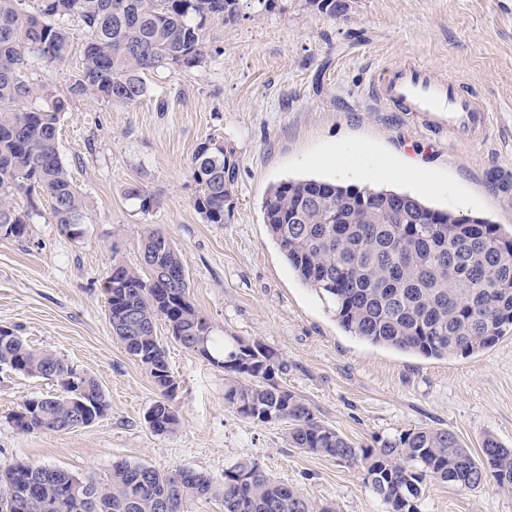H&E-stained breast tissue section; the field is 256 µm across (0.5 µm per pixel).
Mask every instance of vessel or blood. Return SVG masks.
<instances>
[{
  "label": "vessel or blood",
  "mask_w": 512,
  "mask_h": 512,
  "mask_svg": "<svg viewBox=\"0 0 512 512\" xmlns=\"http://www.w3.org/2000/svg\"><path fill=\"white\" fill-rule=\"evenodd\" d=\"M371 89L380 101L410 113L428 135L446 134L478 144L494 126V113L488 105L456 84L434 77L418 62L381 69Z\"/></svg>",
  "instance_id": "1"
}]
</instances>
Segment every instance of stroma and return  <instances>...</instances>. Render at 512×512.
Masks as SVG:
<instances>
[{"mask_svg": "<svg viewBox=\"0 0 512 512\" xmlns=\"http://www.w3.org/2000/svg\"><path fill=\"white\" fill-rule=\"evenodd\" d=\"M241 0L237 23H208L209 56L190 71L161 68L134 105L68 99L90 38L70 26L71 55L27 73L33 107L68 104L58 147L85 212L81 233L63 234L50 203L32 212L29 235L0 237V327L90 373L106 415L69 432L18 431L24 400L55 393L51 381L0 372V465L16 461L106 479L113 461L168 472L190 468L221 483L226 466L256 460L276 480L337 512H384L361 468L289 447L286 424H255L224 404V371L188 353L165 324L156 332L178 388L175 433L144 421L159 391L114 336L102 287L113 261H141L147 229L166 233L187 260L190 297L213 335L260 341L288 363L280 382L327 425L363 447L415 426L445 428L468 448L486 436L512 448V337L470 356L427 359L374 347L342 329L329 305L294 274L267 232L262 202L288 179H331L335 149L370 148L437 176L421 190L408 176L376 180L432 206L512 230V0ZM418 61L495 110L486 144L421 134L412 118L369 93L375 72ZM219 138L237 159L234 209L209 224L194 207L191 158ZM153 199L142 211L126 191ZM423 512H512L494 483L451 490L425 481Z\"/></svg>", "mask_w": 512, "mask_h": 512, "instance_id": "stroma-1", "label": "stroma"}]
</instances>
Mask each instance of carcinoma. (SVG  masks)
<instances>
[{
  "mask_svg": "<svg viewBox=\"0 0 512 512\" xmlns=\"http://www.w3.org/2000/svg\"><path fill=\"white\" fill-rule=\"evenodd\" d=\"M239 0H0V236L23 239L29 213L14 205L23 195L51 201L54 223L80 233L84 200L58 150L59 113L25 106L33 63L59 64L70 52L74 20L91 32L82 67L69 87L73 97L94 96L134 105L150 88L147 71L170 66L188 71L205 63L209 21H236ZM196 209L209 224L229 220L234 204L233 151L214 138L193 154ZM272 240L298 278L334 308L338 324L365 342L427 358L479 352L512 336V233L479 217L436 209L415 196L326 180L282 181L262 202ZM142 265L121 261L103 285L112 328L132 314L142 331L126 348L160 391L152 431L171 434L180 424L172 405L171 372L158 341L157 321L187 351L228 375L224 404L254 423H288V445L363 469L385 512H422L423 484L476 489L493 480L512 493V448L489 436L474 453L449 429L415 427L355 445L324 424L305 399L276 379L288 364L260 341L211 335L189 296L187 262L163 232L145 231ZM52 380L56 395L23 402L10 417L20 431H62L74 413L93 424L109 408L98 382L49 349L31 347L17 330L0 332V372ZM250 475L244 490L242 473ZM215 494L224 512H336L318 506L296 487L269 476L258 462L241 459L224 468L221 489L190 469L161 472L118 460L106 481L78 478L53 467L15 463L0 469V512H183L190 497Z\"/></svg>",
  "mask_w": 512,
  "mask_h": 512,
  "instance_id": "obj_1",
  "label": "carcinoma"
}]
</instances>
